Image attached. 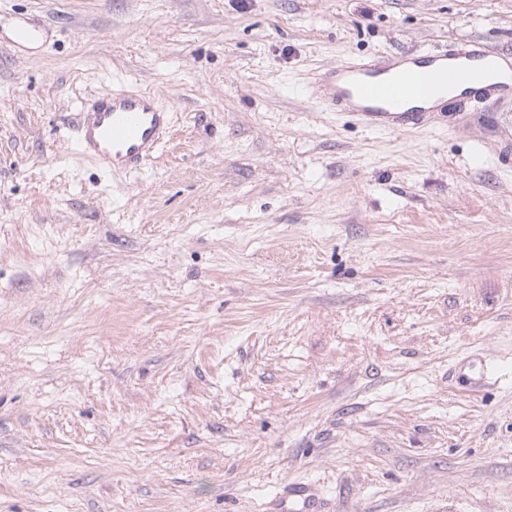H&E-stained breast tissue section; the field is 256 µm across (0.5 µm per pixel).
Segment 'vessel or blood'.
<instances>
[{"mask_svg":"<svg viewBox=\"0 0 512 512\" xmlns=\"http://www.w3.org/2000/svg\"><path fill=\"white\" fill-rule=\"evenodd\" d=\"M8 42L23 50L43 46V30L29 17L16 16ZM495 56L474 40L463 53H387L357 63L342 60L314 80L313 91L329 109L351 113L364 127L393 131L421 124L426 106L440 101L458 77L484 87ZM72 130L82 155L102 170L131 174L146 167L165 143L171 113L151 92L119 88L86 99L74 114ZM279 505L281 512L321 510L312 491L298 483L288 486Z\"/></svg>","mask_w":512,"mask_h":512,"instance_id":"obj_1","label":"vessel or blood"}]
</instances>
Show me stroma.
<instances>
[{
    "label": "stroma",
    "mask_w": 512,
    "mask_h": 512,
    "mask_svg": "<svg viewBox=\"0 0 512 512\" xmlns=\"http://www.w3.org/2000/svg\"><path fill=\"white\" fill-rule=\"evenodd\" d=\"M0 512H512V94L376 132L340 60L478 39L512 0H0ZM172 114L138 175L87 96ZM494 364L457 383L468 355ZM6 42L23 50L41 48L44 45L42 27L23 14L16 16L11 27L10 37ZM71 125L82 155L104 171L131 174L166 142L171 112L151 92L119 88L86 99ZM279 505L281 512H321L320 503L312 490L298 483L288 485Z\"/></svg>",
    "instance_id": "obj_1"
}]
</instances>
